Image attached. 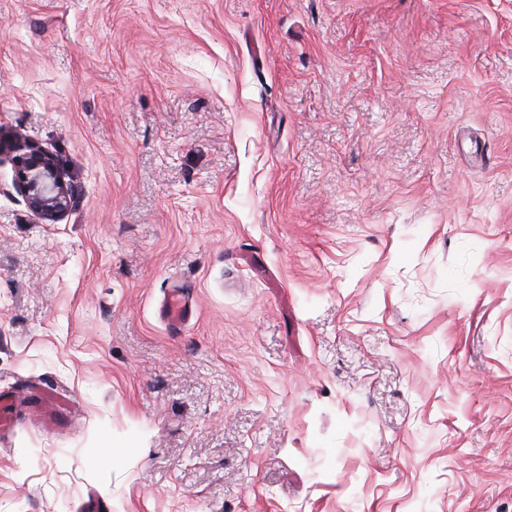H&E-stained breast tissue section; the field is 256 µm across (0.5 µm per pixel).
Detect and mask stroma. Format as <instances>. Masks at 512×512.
I'll return each mask as SVG.
<instances>
[{
    "label": "stroma",
    "instance_id": "stroma-1",
    "mask_svg": "<svg viewBox=\"0 0 512 512\" xmlns=\"http://www.w3.org/2000/svg\"><path fill=\"white\" fill-rule=\"evenodd\" d=\"M15 129L0 512H512V0H0ZM6 148L15 153L12 187L40 223L57 224L79 205L82 187L54 154L20 130L10 132ZM166 310L168 320L174 325H180L188 314V306L185 295L174 288L168 294L166 299Z\"/></svg>",
    "mask_w": 512,
    "mask_h": 512
}]
</instances>
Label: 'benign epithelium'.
Here are the masks:
<instances>
[{
	"label": "benign epithelium",
	"mask_w": 512,
	"mask_h": 512,
	"mask_svg": "<svg viewBox=\"0 0 512 512\" xmlns=\"http://www.w3.org/2000/svg\"><path fill=\"white\" fill-rule=\"evenodd\" d=\"M15 154L13 189L43 224H57L72 212L82 197V187L51 152L35 144L19 130L3 138L0 150Z\"/></svg>",
	"instance_id": "1"
}]
</instances>
